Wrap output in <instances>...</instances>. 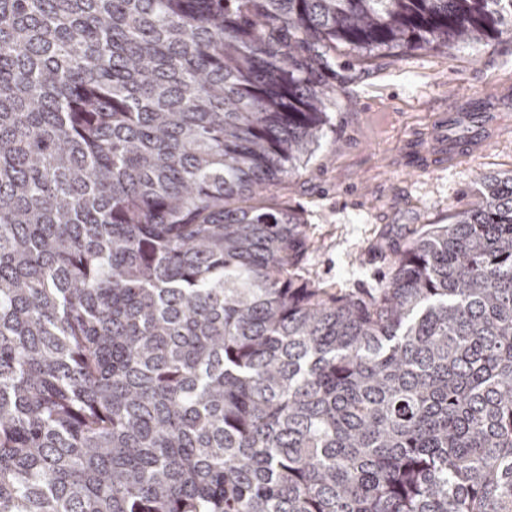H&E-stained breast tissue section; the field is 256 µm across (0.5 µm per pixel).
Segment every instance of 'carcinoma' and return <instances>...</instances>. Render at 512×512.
<instances>
[{"mask_svg":"<svg viewBox=\"0 0 512 512\" xmlns=\"http://www.w3.org/2000/svg\"><path fill=\"white\" fill-rule=\"evenodd\" d=\"M512 0H0V512H512V173L303 275L328 49Z\"/></svg>","mask_w":512,"mask_h":512,"instance_id":"cac0c4a2","label":"carcinoma"}]
</instances>
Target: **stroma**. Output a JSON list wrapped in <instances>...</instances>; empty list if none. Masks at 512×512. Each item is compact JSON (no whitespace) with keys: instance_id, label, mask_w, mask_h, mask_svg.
Returning a JSON list of instances; mask_svg holds the SVG:
<instances>
[{"instance_id":"stroma-1","label":"stroma","mask_w":512,"mask_h":512,"mask_svg":"<svg viewBox=\"0 0 512 512\" xmlns=\"http://www.w3.org/2000/svg\"><path fill=\"white\" fill-rule=\"evenodd\" d=\"M332 56L338 103L312 155L273 193L303 215L307 279L331 291L375 288L390 274L379 243L450 223L478 205L480 178L512 172V40L373 52L340 45ZM475 97L501 104L485 143L420 167L416 152L430 146L432 126Z\"/></svg>"}]
</instances>
